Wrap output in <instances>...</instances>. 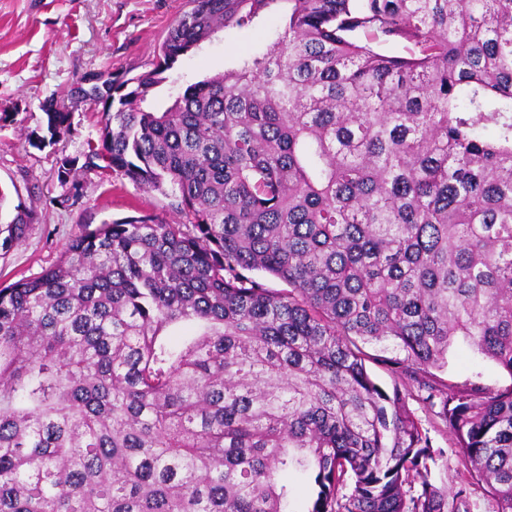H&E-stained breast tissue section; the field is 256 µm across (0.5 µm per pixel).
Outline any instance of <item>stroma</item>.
Masks as SVG:
<instances>
[{
	"instance_id": "stroma-1",
	"label": "stroma",
	"mask_w": 512,
	"mask_h": 512,
	"mask_svg": "<svg viewBox=\"0 0 512 512\" xmlns=\"http://www.w3.org/2000/svg\"><path fill=\"white\" fill-rule=\"evenodd\" d=\"M190 8L189 0H0V113L14 115L0 128V190L6 195L0 209L10 213L21 203L33 211L23 241L0 250V284L40 275L85 227L143 215L179 222L160 193L82 165L75 174L82 195L67 203L69 190L55 172L61 158L82 162L98 143L97 108L77 94V86L106 72L118 80L150 70L169 28ZM279 28L270 19L254 29L219 32L168 71L154 106L168 107L182 88L269 43ZM49 101L70 113L71 130L38 148L31 135L45 133L43 106ZM439 377L453 391L512 387L511 374L463 342L450 349ZM408 407L430 447L441 452L432 467L437 485L452 494L464 491L470 512H496V501L465 466L453 431L436 410L413 396Z\"/></svg>"
}]
</instances>
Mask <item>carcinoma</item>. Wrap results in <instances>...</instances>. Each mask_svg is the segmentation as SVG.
<instances>
[{"mask_svg":"<svg viewBox=\"0 0 512 512\" xmlns=\"http://www.w3.org/2000/svg\"><path fill=\"white\" fill-rule=\"evenodd\" d=\"M193 3L84 162L182 223L105 222L0 288V512H286L290 473L305 512H460L368 346L404 353L391 371L512 512V387L435 375L461 336L512 376V0ZM271 17L274 41L150 106L201 43ZM46 117L36 146L70 130ZM29 219L0 213V247ZM372 356L365 362L366 368L375 382L381 386L389 394L393 392L394 386L401 383L389 370V366L385 364L381 359H394L403 358L404 353L389 347L385 351L376 348V351L369 349L367 350ZM288 484L291 488V498L287 510L291 512L306 510L308 487L304 478L299 474H293L288 478Z\"/></svg>","mask_w":512,"mask_h":512,"instance_id":"carcinoma-1","label":"carcinoma"}]
</instances>
